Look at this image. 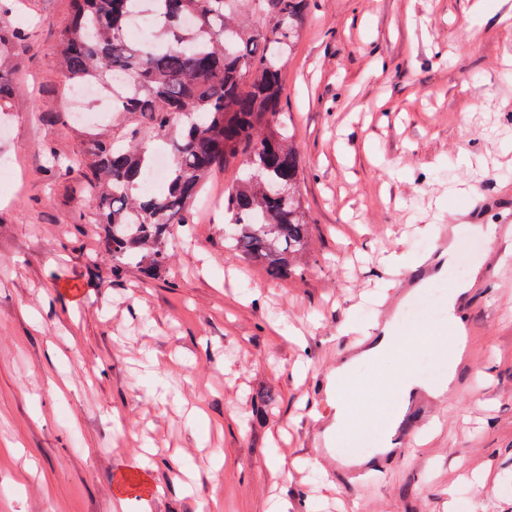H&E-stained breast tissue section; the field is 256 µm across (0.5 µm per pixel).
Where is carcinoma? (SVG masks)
I'll use <instances>...</instances> for the list:
<instances>
[{"label": "carcinoma", "mask_w": 512, "mask_h": 512, "mask_svg": "<svg viewBox=\"0 0 512 512\" xmlns=\"http://www.w3.org/2000/svg\"><path fill=\"white\" fill-rule=\"evenodd\" d=\"M58 36L66 89L95 85L122 99L136 116L124 136L88 141L79 172L95 194L99 246L121 276L136 266L161 275L175 233L192 223L207 178L239 159L224 194V247L288 275L305 253L311 222L301 200L300 151L280 120L284 55L298 42L309 0H151L155 39L126 36L138 0H71ZM21 0H0V112L9 109ZM167 145L170 167L157 190H145L155 142Z\"/></svg>", "instance_id": "1"}]
</instances>
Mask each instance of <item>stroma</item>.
<instances>
[{
  "label": "stroma",
  "instance_id": "stroma-1",
  "mask_svg": "<svg viewBox=\"0 0 512 512\" xmlns=\"http://www.w3.org/2000/svg\"><path fill=\"white\" fill-rule=\"evenodd\" d=\"M310 0L308 23L283 67V119L302 168L312 242L303 274L270 279L224 249L219 200L235 177L216 173L157 279L132 268L113 277L96 251L97 201L79 172L50 168L81 157L89 133L125 130L106 95L70 119L60 91L57 35L70 0H25L15 92L0 112V512H113L119 472L146 478L137 512H512V256L475 285L466 316L474 362L461 393L432 405L434 420L406 453L381 462L361 493L323 447L326 372L352 328L399 300L406 325L448 318V294L468 280L484 224L512 211V0ZM469 153L472 167L458 158ZM475 185L476 195L454 194ZM453 224L466 248L460 277L441 276L400 300L406 264L431 252L427 224ZM99 369L82 384L83 366ZM357 423L389 415L385 392L345 385ZM203 399L206 418L187 420ZM193 471L183 493L171 465Z\"/></svg>",
  "mask_w": 512,
  "mask_h": 512
}]
</instances>
